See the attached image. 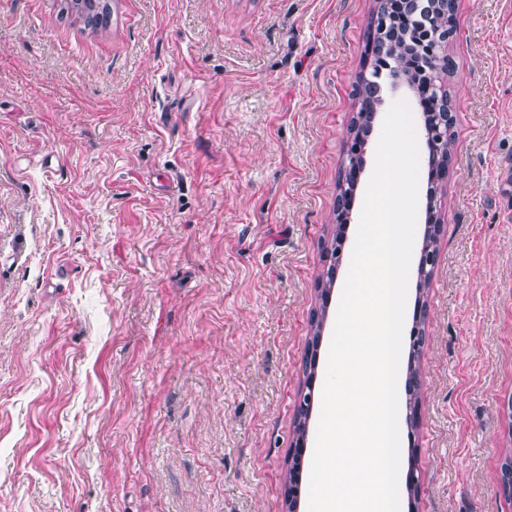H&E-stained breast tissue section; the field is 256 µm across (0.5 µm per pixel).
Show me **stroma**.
I'll use <instances>...</instances> for the list:
<instances>
[{"label":"stroma","instance_id":"35a3bbf8","mask_svg":"<svg viewBox=\"0 0 512 512\" xmlns=\"http://www.w3.org/2000/svg\"><path fill=\"white\" fill-rule=\"evenodd\" d=\"M0 0V512H283L372 0ZM401 469L512 512V0H457Z\"/></svg>","mask_w":512,"mask_h":512}]
</instances>
